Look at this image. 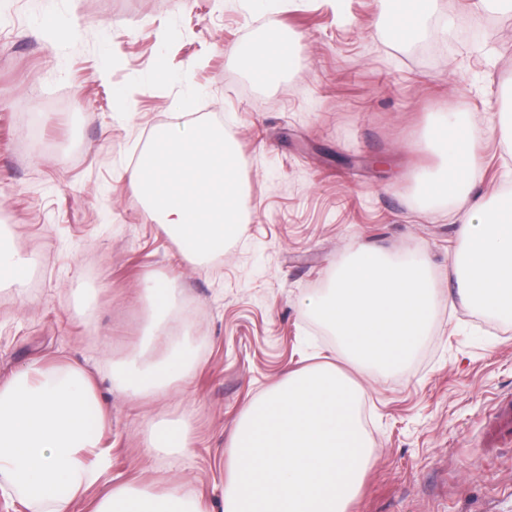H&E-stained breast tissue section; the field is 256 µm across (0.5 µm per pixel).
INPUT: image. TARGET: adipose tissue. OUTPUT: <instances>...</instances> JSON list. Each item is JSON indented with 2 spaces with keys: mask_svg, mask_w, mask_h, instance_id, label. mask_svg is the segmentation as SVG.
<instances>
[{
  "mask_svg": "<svg viewBox=\"0 0 512 512\" xmlns=\"http://www.w3.org/2000/svg\"><path fill=\"white\" fill-rule=\"evenodd\" d=\"M434 0H401L394 18L396 36L406 44L419 38ZM262 84L279 83L292 67L290 42L256 45L246 58ZM427 137L443 160L422 195L434 203L464 202L459 248L454 260L456 299L463 305L512 323V196L493 208L473 199L474 173L482 161L483 134L468 119L445 115ZM149 323L137 352L117 362L114 378L133 400L186 382L194 352L181 339L187 327L178 309L177 288L164 277L148 278L142 290ZM166 350L155 354L157 339ZM105 412L96 387L80 365L54 361L33 365L0 383V495L15 498L27 512H67L96 485L110 466L102 446ZM148 445L168 456L187 453L188 422L163 420ZM92 512H209L196 492L182 483L165 490L147 484L112 486Z\"/></svg>",
  "mask_w": 512,
  "mask_h": 512,
  "instance_id": "ef3b65f1",
  "label": "adipose tissue"
}]
</instances>
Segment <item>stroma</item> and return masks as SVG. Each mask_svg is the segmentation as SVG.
<instances>
[{"label":"stroma","mask_w":512,"mask_h":512,"mask_svg":"<svg viewBox=\"0 0 512 512\" xmlns=\"http://www.w3.org/2000/svg\"><path fill=\"white\" fill-rule=\"evenodd\" d=\"M383 0H0V245L29 259L0 288V380L61 357L89 367L109 414L111 466L71 512L112 484L186 482L221 512L224 463L242 409L288 372L335 362L364 390L374 454L348 512H512V445L489 438L512 399V324L439 303L417 353L382 376L339 357L305 315L359 246L424 253L438 294L463 206L426 207L444 112L493 121L475 195L512 189V11L435 0L398 45ZM294 45L274 87L241 54L269 29ZM130 97L128 112L115 109ZM223 126L239 150L248 223L202 266L149 220L130 179L150 132L177 105ZM180 288L197 355L188 382L131 402L112 364L138 348L143 282ZM186 419L176 465L146 448L151 426Z\"/></svg>","instance_id":"stroma-1"}]
</instances>
